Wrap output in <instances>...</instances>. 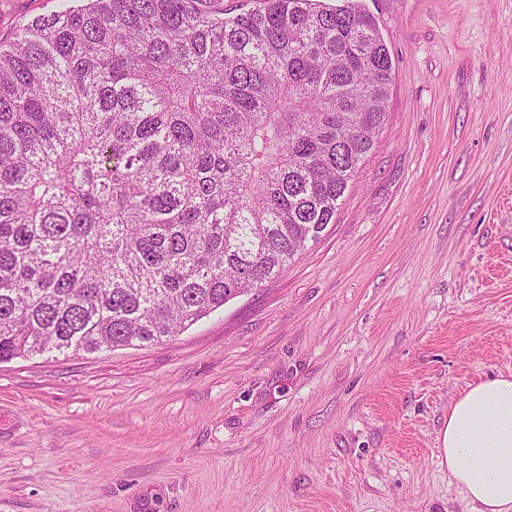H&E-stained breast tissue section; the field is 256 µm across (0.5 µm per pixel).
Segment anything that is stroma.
<instances>
[{
  "label": "stroma",
  "instance_id": "obj_1",
  "mask_svg": "<svg viewBox=\"0 0 512 512\" xmlns=\"http://www.w3.org/2000/svg\"><path fill=\"white\" fill-rule=\"evenodd\" d=\"M359 3L394 80L335 223L169 341L0 363V512H470L439 435L512 375V0Z\"/></svg>",
  "mask_w": 512,
  "mask_h": 512
}]
</instances>
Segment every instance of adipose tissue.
<instances>
[{
  "label": "adipose tissue",
  "instance_id": "ef3b65f1",
  "mask_svg": "<svg viewBox=\"0 0 512 512\" xmlns=\"http://www.w3.org/2000/svg\"><path fill=\"white\" fill-rule=\"evenodd\" d=\"M441 462L472 512H512V378L469 387L448 409Z\"/></svg>",
  "mask_w": 512,
  "mask_h": 512
}]
</instances>
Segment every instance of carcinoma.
<instances>
[{
    "instance_id": "cac0c4a2",
    "label": "carcinoma",
    "mask_w": 512,
    "mask_h": 512,
    "mask_svg": "<svg viewBox=\"0 0 512 512\" xmlns=\"http://www.w3.org/2000/svg\"><path fill=\"white\" fill-rule=\"evenodd\" d=\"M393 63L353 0H88L0 44V362L181 335L332 223Z\"/></svg>"
}]
</instances>
